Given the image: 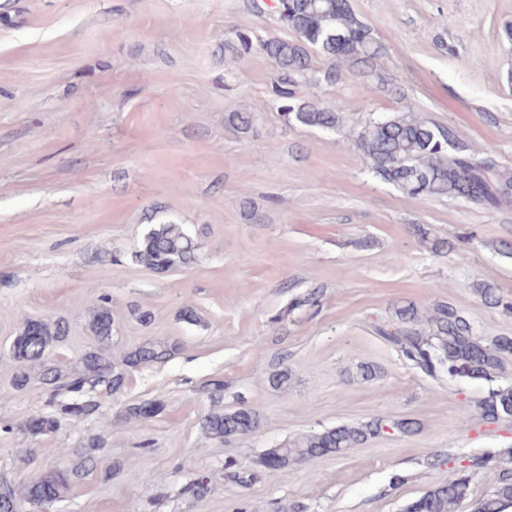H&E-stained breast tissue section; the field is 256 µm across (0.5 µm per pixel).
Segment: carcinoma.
I'll return each mask as SVG.
<instances>
[{
  "mask_svg": "<svg viewBox=\"0 0 512 512\" xmlns=\"http://www.w3.org/2000/svg\"><path fill=\"white\" fill-rule=\"evenodd\" d=\"M247 11L264 15L272 12L278 23L294 33L291 39L278 36L253 40L251 32L239 30L224 42V55L234 60L243 58L253 46L273 64L272 92L283 120L290 124L334 130L343 119L341 106L334 102L306 99L299 95L300 79L312 70L314 58L330 63L323 79L334 83L341 73L337 63L346 62L361 72H373L382 55V47L371 28L351 10L348 0H245ZM229 126L239 133L253 126L249 112L232 110L225 116ZM362 159L382 180L391 183L411 197H448L463 199L476 207H498L512 200V171L501 169L488 157H479L449 128L427 122L414 112H397L383 120L366 124L357 135ZM199 242L182 224L173 220L157 223L141 239L135 252L137 261L156 272H167L193 264ZM484 303L512 310L495 288L479 289ZM397 322L376 327V333L391 345L411 366L436 378L450 377L490 380L501 374L512 361V337L501 336L489 343L476 336L471 323L451 304H439L428 314L414 305L395 312ZM88 329L98 346L86 352L80 366L69 368L48 357V350L68 335V325L26 319L13 345L16 362L14 382L20 389L36 382L50 391V398L62 392L76 395L64 405L65 413L86 418L99 408L98 397H112L124 391L128 370L162 362L178 349V344L148 338L118 360L112 359V310L108 300L100 298L93 309ZM222 385L213 384V408L204 415L205 434L227 441L247 434L258 426L255 412L220 406ZM160 401L127 407L125 420L140 421L158 414ZM480 415L497 421L512 416V384L501 386L479 402ZM58 426L52 414L32 417L23 431L48 436ZM403 434L415 431L414 422L405 420L388 424L377 419L367 424L340 425L310 435L284 448L264 452L257 464L263 473L275 477L288 466L341 453L381 435L387 428ZM94 443L78 453L77 463L67 471L34 478L27 486L29 504L43 507L44 488L50 487L53 499L61 497L70 481L79 479L96 467L92 455ZM484 465L480 458L459 464L448 481L426 491L406 507V512H453L455 506L472 494L474 475ZM512 504V450L498 467L494 486L477 504L475 512H502ZM0 512H19L15 491L8 483L0 485Z\"/></svg>",
  "mask_w": 512,
  "mask_h": 512,
  "instance_id": "obj_1",
  "label": "carcinoma"
}]
</instances>
